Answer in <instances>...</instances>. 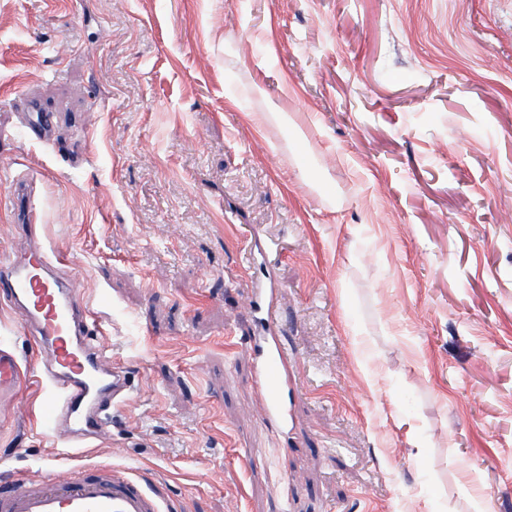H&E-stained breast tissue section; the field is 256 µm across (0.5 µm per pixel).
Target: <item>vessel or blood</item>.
I'll list each match as a JSON object with an SVG mask.
<instances>
[{"mask_svg": "<svg viewBox=\"0 0 512 512\" xmlns=\"http://www.w3.org/2000/svg\"><path fill=\"white\" fill-rule=\"evenodd\" d=\"M8 204L23 223L24 235H31L32 205L19 185H12ZM59 265V258L40 245L0 264V302L28 310L37 345L52 355L50 362L29 369L14 351L0 347V397L32 382L46 387L40 417L60 437L48 461L77 465L80 476L62 487L49 477L35 483L14 474L0 486V512H170L160 488L146 489L119 468L83 462L89 438L111 425L130 379L125 365L103 363L104 346L92 329L94 312L84 302L77 279L61 276ZM287 363L277 338L265 337L253 381L268 419L281 424L289 415L282 400L289 382Z\"/></svg>", "mask_w": 512, "mask_h": 512, "instance_id": "b4317fda", "label": "vessel or blood"}]
</instances>
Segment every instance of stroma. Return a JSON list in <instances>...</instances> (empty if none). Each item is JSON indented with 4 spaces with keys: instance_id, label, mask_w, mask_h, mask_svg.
Listing matches in <instances>:
<instances>
[{
    "instance_id": "35a3bbf8",
    "label": "stroma",
    "mask_w": 512,
    "mask_h": 512,
    "mask_svg": "<svg viewBox=\"0 0 512 512\" xmlns=\"http://www.w3.org/2000/svg\"><path fill=\"white\" fill-rule=\"evenodd\" d=\"M13 180L130 369L87 465L173 512H512V0H0V256ZM45 395L0 400V485L73 480ZM260 359L254 372V385L263 401L270 421L285 424L289 411L282 400V390L288 386V354L279 345L276 336H266Z\"/></svg>"
}]
</instances>
